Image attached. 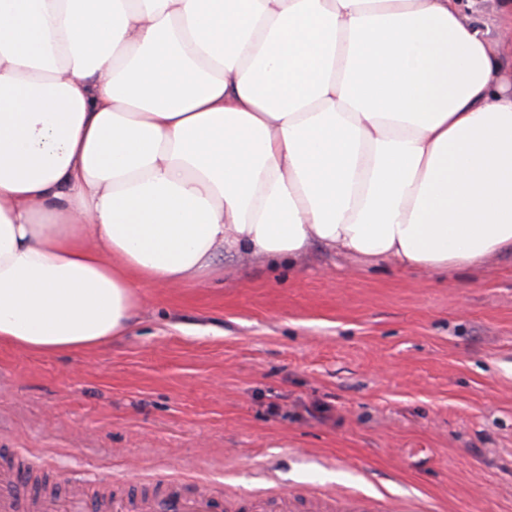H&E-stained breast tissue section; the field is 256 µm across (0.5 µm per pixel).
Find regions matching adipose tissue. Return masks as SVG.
Listing matches in <instances>:
<instances>
[{"instance_id":"ef3b65f1","label":"adipose tissue","mask_w":512,"mask_h":512,"mask_svg":"<svg viewBox=\"0 0 512 512\" xmlns=\"http://www.w3.org/2000/svg\"><path fill=\"white\" fill-rule=\"evenodd\" d=\"M314 246L512 252V0H0V343L102 345L141 287Z\"/></svg>"}]
</instances>
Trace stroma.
<instances>
[{"label":"stroma","instance_id":"stroma-1","mask_svg":"<svg viewBox=\"0 0 512 512\" xmlns=\"http://www.w3.org/2000/svg\"><path fill=\"white\" fill-rule=\"evenodd\" d=\"M148 285L128 332L0 344V448L46 488L155 475L274 503L317 493L512 512V253L439 274L312 248Z\"/></svg>","mask_w":512,"mask_h":512}]
</instances>
